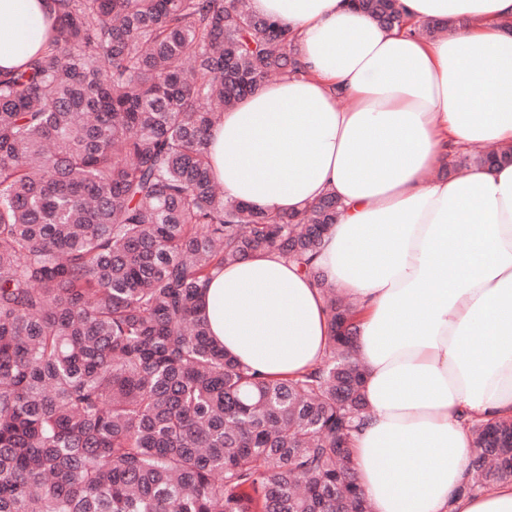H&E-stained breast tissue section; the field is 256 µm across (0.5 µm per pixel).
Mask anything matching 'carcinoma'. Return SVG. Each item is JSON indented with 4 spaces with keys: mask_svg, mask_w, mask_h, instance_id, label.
Here are the masks:
<instances>
[{
    "mask_svg": "<svg viewBox=\"0 0 512 512\" xmlns=\"http://www.w3.org/2000/svg\"><path fill=\"white\" fill-rule=\"evenodd\" d=\"M381 25L398 0H357ZM46 48L0 77V512H371L356 310L309 266L340 203L224 198L206 135L299 69L288 28L239 0H57ZM469 161L512 163V146ZM308 263L332 336L274 378L198 312L212 271ZM459 494L512 481V419L472 428Z\"/></svg>",
    "mask_w": 512,
    "mask_h": 512,
    "instance_id": "obj_1",
    "label": "carcinoma"
}]
</instances>
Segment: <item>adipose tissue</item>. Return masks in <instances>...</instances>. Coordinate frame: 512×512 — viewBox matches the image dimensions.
<instances>
[{"mask_svg": "<svg viewBox=\"0 0 512 512\" xmlns=\"http://www.w3.org/2000/svg\"><path fill=\"white\" fill-rule=\"evenodd\" d=\"M401 3L398 30L353 0H251L291 32L303 73L220 114L208 155L225 197L254 209L342 204L315 265L359 311L353 454L372 512H512V482L457 493L471 425L512 418V164L433 175L450 152L512 145V0ZM56 20L55 0H0V73ZM201 312L226 353L272 376L310 370L331 336L319 288L275 252L215 271Z\"/></svg>", "mask_w": 512, "mask_h": 512, "instance_id": "adipose-tissue-1", "label": "adipose tissue"}]
</instances>
